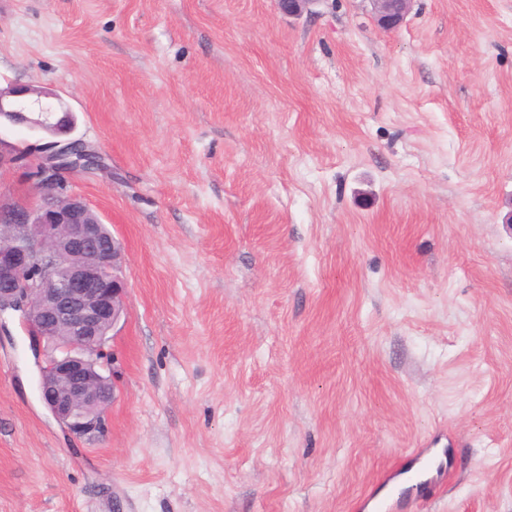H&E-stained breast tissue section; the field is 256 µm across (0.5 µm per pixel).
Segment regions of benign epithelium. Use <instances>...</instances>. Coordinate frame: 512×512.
<instances>
[{
  "instance_id": "obj_1",
  "label": "benign epithelium",
  "mask_w": 512,
  "mask_h": 512,
  "mask_svg": "<svg viewBox=\"0 0 512 512\" xmlns=\"http://www.w3.org/2000/svg\"><path fill=\"white\" fill-rule=\"evenodd\" d=\"M321 0H277L280 11L300 16ZM377 24L399 27L414 0H369ZM62 138L37 152L33 177L73 171L67 153L82 141L67 137L72 112L61 99L28 85L0 88V118ZM123 248L79 196L34 206L0 204V313L20 314L40 368L39 399L69 433L105 431L115 388L101 363L107 334L126 310Z\"/></svg>"
}]
</instances>
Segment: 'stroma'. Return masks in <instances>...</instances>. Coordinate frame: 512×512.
Returning <instances> with one entry per match:
<instances>
[{"instance_id": "35a3bbf8", "label": "stroma", "mask_w": 512, "mask_h": 512, "mask_svg": "<svg viewBox=\"0 0 512 512\" xmlns=\"http://www.w3.org/2000/svg\"><path fill=\"white\" fill-rule=\"evenodd\" d=\"M124 248L99 438L0 338V512H512V0H0ZM377 24L385 30L399 27L407 17L414 0H368ZM420 455V461L421 464V477L420 479L414 484V489L417 491V493L422 494L426 492L430 486V481L434 477V473H438V469L440 467V463L442 460V457L444 456V451H441V459L437 461V456L439 453L434 454L433 456H430L428 458H424V453L419 454Z\"/></svg>"}]
</instances>
